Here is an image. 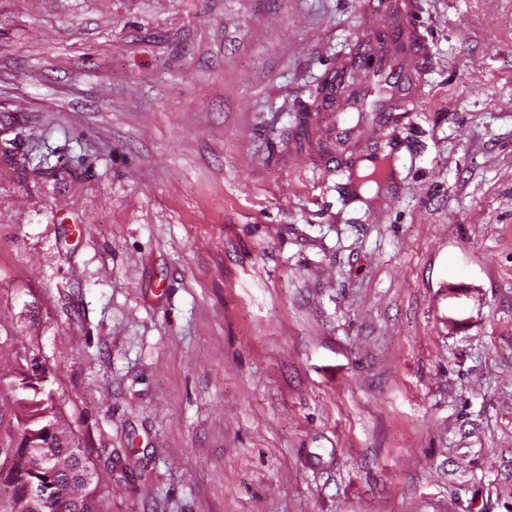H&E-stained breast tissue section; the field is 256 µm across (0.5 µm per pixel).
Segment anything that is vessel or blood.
Masks as SVG:
<instances>
[{
  "mask_svg": "<svg viewBox=\"0 0 512 512\" xmlns=\"http://www.w3.org/2000/svg\"><path fill=\"white\" fill-rule=\"evenodd\" d=\"M365 5L369 24L329 71L327 89L309 109L336 116L314 140L323 161L355 157L356 171H374L382 187L388 183L385 163L370 152L366 131L396 113L416 110L432 56L417 0H365Z\"/></svg>",
  "mask_w": 512,
  "mask_h": 512,
  "instance_id": "vessel-or-blood-1",
  "label": "vessel or blood"
}]
</instances>
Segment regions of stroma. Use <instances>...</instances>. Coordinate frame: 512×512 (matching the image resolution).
Instances as JSON below:
<instances>
[{"mask_svg":"<svg viewBox=\"0 0 512 512\" xmlns=\"http://www.w3.org/2000/svg\"><path fill=\"white\" fill-rule=\"evenodd\" d=\"M418 2L363 203L359 0H0V324L112 512H512V0ZM365 5L370 23L327 73L328 87L326 82L318 85L316 96L327 89L306 112H336L312 142L325 149V165L336 162V155L360 154L354 168L347 161L345 167L357 174L373 169L377 185L383 187L389 183L385 163L369 151L365 132L403 114L396 112L417 109L432 56L421 31L417 0H366ZM414 58L417 65L410 68Z\"/></svg>","mask_w":512,"mask_h":512,"instance_id":"35a3bbf8","label":"stroma"}]
</instances>
